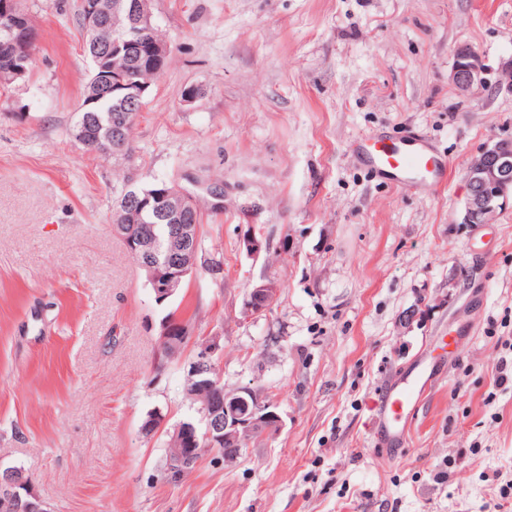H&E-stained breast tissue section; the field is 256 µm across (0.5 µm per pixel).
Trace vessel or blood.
Here are the masks:
<instances>
[{"label": "vessel or blood", "instance_id": "obj_1", "mask_svg": "<svg viewBox=\"0 0 512 512\" xmlns=\"http://www.w3.org/2000/svg\"><path fill=\"white\" fill-rule=\"evenodd\" d=\"M356 152L361 161L375 175L391 182L427 176L443 181L448 166L431 143L423 136L408 135L400 142L388 143L386 137L357 143ZM423 384L420 376L410 375L392 385L382 397L379 407V445L398 442L403 424L414 411Z\"/></svg>", "mask_w": 512, "mask_h": 512}]
</instances>
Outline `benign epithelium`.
I'll return each instance as SVG.
<instances>
[{
    "label": "benign epithelium",
    "mask_w": 512,
    "mask_h": 512,
    "mask_svg": "<svg viewBox=\"0 0 512 512\" xmlns=\"http://www.w3.org/2000/svg\"><path fill=\"white\" fill-rule=\"evenodd\" d=\"M124 9L134 21L128 36L115 39L101 46V50H114L126 55L138 50V37L153 26L150 0H87L85 4L86 27L97 31L110 24L109 13ZM33 27V19L22 11L17 0H0V32L7 44L15 45L25 40V33ZM32 66V57L26 53L15 55L12 75L25 79ZM491 68L482 56L470 45L460 44L453 52V62L448 81L456 93L465 100L482 97L489 88ZM496 87L512 93V60L498 68ZM149 85L126 81L118 71L112 78L95 85L93 95L107 96L116 91L125 92L124 99L135 107ZM134 113L126 112L115 120L114 133L108 146H99L87 135L90 116L85 115L73 127V137L82 144L101 147L104 153L123 158L126 146L119 135L121 127L132 119ZM467 194L464 200L463 223L474 228L495 222L497 216L512 203V141L500 140L486 146L467 164L465 172ZM146 200L161 217L171 224L167 256L164 263L154 259L151 243L142 235H128L121 224L112 225V232L126 239L128 249L143 256L139 269L144 272L147 285L154 298L162 303L175 297L183 288L187 277H192L200 268L199 224L201 210L196 196L177 184L157 192L146 193ZM279 294L278 285L262 279L253 284L243 301L242 315L256 318L267 311ZM186 329L183 322L168 321L162 325L161 336L169 342V353L175 355L187 343V337H175L179 330ZM220 350V337L212 336L199 344L194 359L190 362L193 373L200 381L187 387L196 391L201 385L217 391L224 389V382L215 367V355ZM201 420L183 421L170 434L171 463L179 468L198 462L205 454L224 447V461L232 462L244 450L247 442L261 434L280 428L282 418L274 404L261 389L246 385L224 393V402L204 403L199 408ZM0 512H52L48 504L27 486L15 468L0 469Z\"/></svg>",
    "instance_id": "obj_1"
}]
</instances>
